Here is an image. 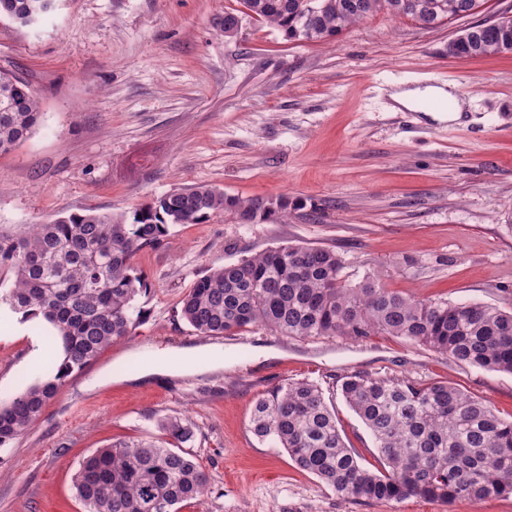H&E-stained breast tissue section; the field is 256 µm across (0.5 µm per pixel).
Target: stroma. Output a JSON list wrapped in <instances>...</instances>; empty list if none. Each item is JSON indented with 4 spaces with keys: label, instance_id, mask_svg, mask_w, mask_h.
<instances>
[{
    "label": "stroma",
    "instance_id": "stroma-1",
    "mask_svg": "<svg viewBox=\"0 0 512 512\" xmlns=\"http://www.w3.org/2000/svg\"><path fill=\"white\" fill-rule=\"evenodd\" d=\"M239 0H57L37 24L0 16V69L26 81L40 118L0 156V230L72 213L132 215L171 189L207 185L242 198L303 199L287 217L240 224L227 212L171 227L138 253L147 290L129 336L73 374L41 417L0 448V512H85L73 487L84 456L188 416L183 449L209 478L180 512H512V495L448 504L344 499L249 429L256 397L291 380L323 391L345 442L378 468L374 441L340 393L344 376L441 381L512 416V375L392 336L288 338L254 328L221 338L224 370L138 378L157 356L211 344L179 315L212 269L286 245L327 247L352 280L378 275L403 294L512 310V54L457 59L468 20L512 14L479 0L471 19L435 28L371 15L328 41L290 40L242 17ZM463 86V110L394 109L392 93ZM0 307V402L42 374L32 339ZM123 376H107L114 362Z\"/></svg>",
    "mask_w": 512,
    "mask_h": 512
}]
</instances>
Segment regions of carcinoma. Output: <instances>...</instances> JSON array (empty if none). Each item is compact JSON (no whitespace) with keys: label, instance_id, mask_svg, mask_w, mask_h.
I'll return each mask as SVG.
<instances>
[{"label":"carcinoma","instance_id":"carcinoma-1","mask_svg":"<svg viewBox=\"0 0 512 512\" xmlns=\"http://www.w3.org/2000/svg\"><path fill=\"white\" fill-rule=\"evenodd\" d=\"M241 0L253 17L290 40L335 38L376 12L412 16L432 28L472 14L477 0ZM55 0H0V15L22 26L38 23ZM450 55L512 53V19L493 27L473 23L448 42ZM0 155L19 147L39 118L27 82L0 71ZM288 198L243 200L209 186L177 187L135 210L70 214L0 233V275L10 286L0 303L53 325L62 357L47 353L49 374L0 404V447L34 424L66 380L113 342L130 334L133 301L143 289L137 254L159 246L174 224H196L217 211L239 224L288 213ZM181 318L203 336H234L263 327L283 336H395L464 364L512 373V311L484 303L417 299L344 273L334 250L281 246L242 258L199 278L181 300ZM341 393L379 449L381 468L363 466L339 432L321 388L290 381L259 396L250 430L288 453L294 466L338 495L367 501L419 498L477 501L512 494V419L487 402L439 381L355 373ZM160 439L118 442L85 457L74 487L87 512H179L208 490L206 472L181 449L188 420H156Z\"/></svg>","mask_w":512,"mask_h":512}]
</instances>
